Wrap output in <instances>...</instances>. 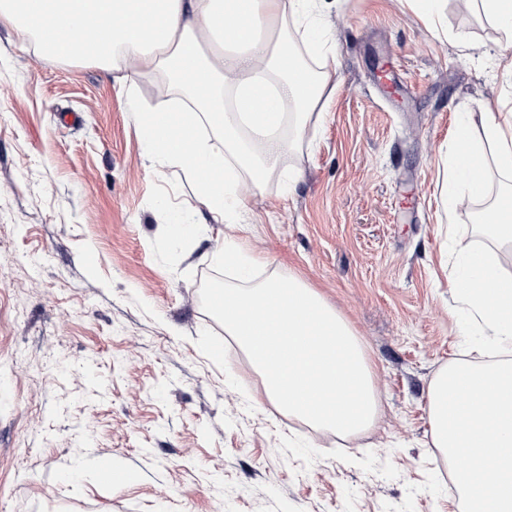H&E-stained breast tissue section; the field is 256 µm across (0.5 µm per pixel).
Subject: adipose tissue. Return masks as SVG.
Returning <instances> with one entry per match:
<instances>
[{
	"label": "adipose tissue",
	"instance_id": "adipose-tissue-1",
	"mask_svg": "<svg viewBox=\"0 0 512 512\" xmlns=\"http://www.w3.org/2000/svg\"><path fill=\"white\" fill-rule=\"evenodd\" d=\"M317 10V0H0V24L46 55L92 60L114 73L145 159L184 170L198 186L203 211L174 213L179 231L206 212L235 223L246 208L239 179L261 188L335 91L336 51L323 40ZM157 75L169 89L149 106L137 84ZM217 136L220 151L211 143ZM455 136L467 150L448 159L449 208L486 202L487 231L512 249V113H484L478 138L470 116H461ZM492 169L502 177L494 194ZM457 252L450 286L458 302L511 351L512 274L493 252L463 241Z\"/></svg>",
	"mask_w": 512,
	"mask_h": 512
}]
</instances>
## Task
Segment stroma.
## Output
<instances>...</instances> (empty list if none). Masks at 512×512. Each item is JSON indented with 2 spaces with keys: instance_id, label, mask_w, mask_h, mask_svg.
I'll use <instances>...</instances> for the list:
<instances>
[{
  "instance_id": "stroma-1",
  "label": "stroma",
  "mask_w": 512,
  "mask_h": 512,
  "mask_svg": "<svg viewBox=\"0 0 512 512\" xmlns=\"http://www.w3.org/2000/svg\"><path fill=\"white\" fill-rule=\"evenodd\" d=\"M321 8L340 69L311 149L237 228L185 237L170 211L194 213L198 187L144 160L109 72L0 26V512H462L427 392L500 352L448 286L457 241L493 242L478 205L447 210L444 162L460 113L512 110V47L460 0L433 26L400 0ZM228 237L360 340L380 407L347 445L298 431L203 310Z\"/></svg>"
}]
</instances>
